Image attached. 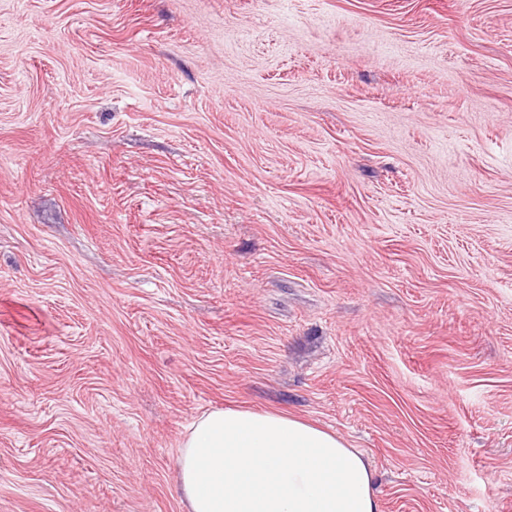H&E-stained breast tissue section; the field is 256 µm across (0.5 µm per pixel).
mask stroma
Wrapping results in <instances>:
<instances>
[{"label": "stroma", "mask_w": 512, "mask_h": 512, "mask_svg": "<svg viewBox=\"0 0 512 512\" xmlns=\"http://www.w3.org/2000/svg\"><path fill=\"white\" fill-rule=\"evenodd\" d=\"M226 406L512 512V0H0V512H187Z\"/></svg>", "instance_id": "stroma-1"}]
</instances>
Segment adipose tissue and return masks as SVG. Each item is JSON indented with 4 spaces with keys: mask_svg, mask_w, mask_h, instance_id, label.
<instances>
[{
    "mask_svg": "<svg viewBox=\"0 0 512 512\" xmlns=\"http://www.w3.org/2000/svg\"><path fill=\"white\" fill-rule=\"evenodd\" d=\"M373 481L336 433L280 412H204L180 449L188 512H380Z\"/></svg>",
    "mask_w": 512,
    "mask_h": 512,
    "instance_id": "ef3b65f1",
    "label": "adipose tissue"
}]
</instances>
